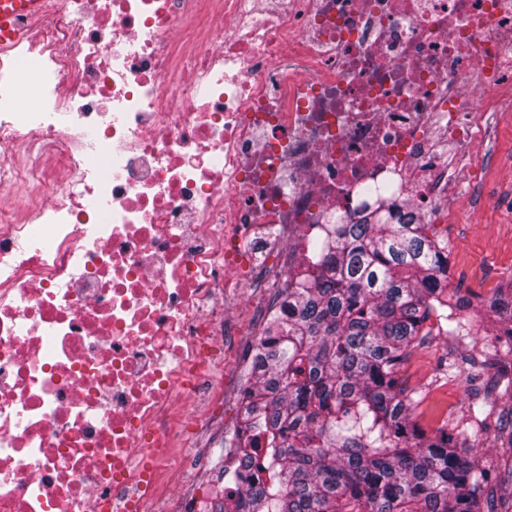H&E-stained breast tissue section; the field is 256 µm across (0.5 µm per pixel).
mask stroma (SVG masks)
<instances>
[{
  "mask_svg": "<svg viewBox=\"0 0 512 512\" xmlns=\"http://www.w3.org/2000/svg\"><path fill=\"white\" fill-rule=\"evenodd\" d=\"M506 111V116L493 119L489 137L478 149L481 170L487 178L485 187L474 194L450 189L445 199L448 219L434 227L437 236L448 243L449 288L484 297L499 282L512 278V179L499 174L504 163L512 159V101ZM264 326V321H257L252 335L241 337L240 354L230 367L234 382L224 390V413L210 419L194 436L195 453L209 461V469L197 468L187 461L167 472L185 497H192L203 484L209 487L210 500L224 496V448L241 420L242 392L252 349ZM472 346L473 340L468 336L430 337L414 349L401 376L409 387L423 393L418 409L421 426L431 430L444 424L463 440H479L481 463L489 466L497 460L494 432L478 429L470 422L465 380L445 371L453 357Z\"/></svg>",
  "mask_w": 512,
  "mask_h": 512,
  "instance_id": "obj_1",
  "label": "stroma"
}]
</instances>
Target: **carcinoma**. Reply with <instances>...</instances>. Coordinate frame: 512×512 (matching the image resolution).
<instances>
[{
  "label": "carcinoma",
  "instance_id": "cac0c4a2",
  "mask_svg": "<svg viewBox=\"0 0 512 512\" xmlns=\"http://www.w3.org/2000/svg\"><path fill=\"white\" fill-rule=\"evenodd\" d=\"M330 251L313 281L281 295L254 346L229 448L246 483L216 512H512V366L466 364L469 418H500L496 472L417 421L422 393L400 371L427 337L470 336L448 288V243L393 202L311 244ZM481 307L484 337L512 353V281Z\"/></svg>",
  "mask_w": 512,
  "mask_h": 512
}]
</instances>
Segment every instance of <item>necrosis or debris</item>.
Here are the masks:
<instances>
[{
	"label": "necrosis or debris",
	"mask_w": 512,
	"mask_h": 512,
	"mask_svg": "<svg viewBox=\"0 0 512 512\" xmlns=\"http://www.w3.org/2000/svg\"><path fill=\"white\" fill-rule=\"evenodd\" d=\"M29 28L0 47V512H202L164 465L222 409L244 288L474 188L512 0H45Z\"/></svg>",
	"instance_id": "necrosis-or-debris-1"
}]
</instances>
